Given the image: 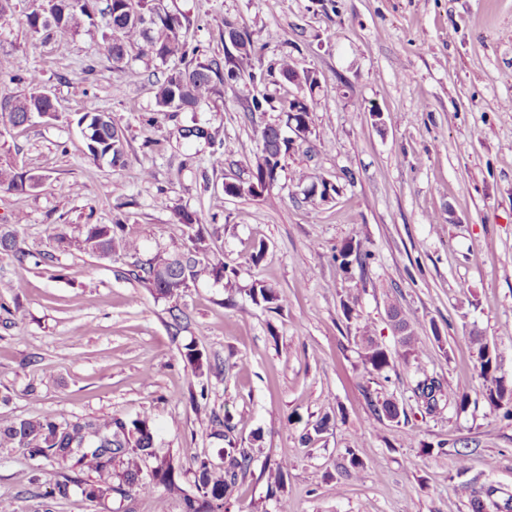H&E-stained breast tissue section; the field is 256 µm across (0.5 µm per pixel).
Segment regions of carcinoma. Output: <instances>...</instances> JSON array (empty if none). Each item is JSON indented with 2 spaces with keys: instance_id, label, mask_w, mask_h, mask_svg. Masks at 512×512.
<instances>
[{
  "instance_id": "carcinoma-1",
  "label": "carcinoma",
  "mask_w": 512,
  "mask_h": 512,
  "mask_svg": "<svg viewBox=\"0 0 512 512\" xmlns=\"http://www.w3.org/2000/svg\"><path fill=\"white\" fill-rule=\"evenodd\" d=\"M99 0H46L52 22L38 20L35 10L26 14V24L35 34L49 35L54 31H69L82 28L90 21L87 33L102 37L108 53L112 56L115 68L121 77L129 82H137L141 74L125 62L128 49L144 42L154 57L165 63L179 59L185 63L182 68L169 70L155 89V104L159 112H184L194 110L201 102L216 92L217 82L237 77L240 70L251 65L255 53L250 36L236 27L226 25L230 43L238 52L237 58L229 68L224 62L212 58L204 61L186 60L189 54L187 44L181 39L183 22L177 16L161 12L149 0H129L132 7L116 8L120 0H105L106 5L97 9ZM100 12L105 19V29L94 28L93 16ZM119 33L120 40L113 38ZM4 67L16 72L26 73L29 93L15 101H0V126L18 127L26 122L27 111L38 112L47 119L57 114L51 111L52 104L42 95L38 75L30 70L20 57L4 63ZM282 77L293 84L318 86L316 77L308 71L302 73L290 60L281 63ZM281 111L286 113V123L309 125L310 106L286 98L281 102ZM78 123L85 124L88 137L86 147L95 160H104L110 166L123 167L127 163V150L124 136L119 132L112 117L98 108L89 105L80 113ZM289 151L288 140L282 137L277 126L268 125L260 133V155L257 158L251 177L246 182H230L224 185L227 196L261 197L257 189H265L273 184L282 169L281 160ZM308 175L298 172V181L305 184V198L325 202L336 187L326 181L307 182ZM39 178L14 170L9 165H0V188L18 194H25L36 188ZM176 221L193 233L180 248L169 251H157L146 263L133 271L134 278L157 298L171 302L169 315L171 325L177 327L183 319L178 305L186 289L201 281L222 284L234 288L237 270L229 266L224 259L213 254L210 249L209 233L204 225L198 223L195 216L183 209H175ZM79 247L100 256L130 255L139 251V240L125 233L122 219L112 224H87ZM11 254L17 262L24 263L28 254L19 246L16 231L0 230V254ZM371 253L363 249L362 242L350 239L343 243L336 253L339 267L347 271L357 265L360 271H366ZM251 302L269 309H279L286 299L276 289L256 282L247 289ZM389 318L395 321L399 331V348L390 351L380 344L368 329H363L361 358L369 372L381 373L397 362L405 365H422L427 358L426 351L419 346L420 334L424 325L405 315L401 309L392 306L388 310ZM476 362L480 375L487 382L485 397L488 403L502 407L503 402H512V386L496 376L498 361L496 351L479 337L473 338ZM183 360L197 377L208 376L224 371L222 362L212 359L193 345L185 346ZM417 402L429 413L436 411L442 397H448V403L463 410L468 403V395L454 389H445L443 383L434 377H425L414 388ZM372 415L381 420H399L402 410L390 399H380L367 395ZM219 429L215 435L227 440V448L222 457L224 464L215 466L207 457H195L189 469L180 466L174 457L161 455L155 448V429L151 414L143 412L134 418L113 416L101 419H78L76 421H58L53 414H45L35 419H21L10 425L0 427V448H24L33 459L55 461L63 467L75 470L88 468L94 476L77 482L82 494L94 501L108 497L113 493L124 495L130 490L152 494L162 487L167 491H179L183 494L184 512H226L229 489L239 477L250 470L253 456L246 448L237 446L229 438L234 426L231 417L226 415L220 420L213 417ZM289 464L286 460L275 463L271 473L273 482L270 493L283 490L288 476ZM192 474L191 491H186L180 482L187 474Z\"/></svg>"
}]
</instances>
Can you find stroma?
Segmentation results:
<instances>
[{
  "label": "stroma",
  "instance_id": "stroma-1",
  "mask_svg": "<svg viewBox=\"0 0 512 512\" xmlns=\"http://www.w3.org/2000/svg\"><path fill=\"white\" fill-rule=\"evenodd\" d=\"M14 4L0 18V60L24 55L59 112L0 128V163L42 179L24 194L0 189V225L16 227L31 255L21 264L0 254V393L9 397L0 426L46 413L73 420L148 410L157 450L187 467L196 456L217 458L224 442L210 418L228 413L254 457L231 489V512H279L283 502L288 512H471L474 478L494 489L487 512H512V419L486 401L472 345L479 335L495 348L497 375L511 385L512 0H160L182 19L199 60L235 56L228 23L262 48L251 71L177 113L155 107L153 85L169 67L146 48L128 56L143 74L130 83L102 40L31 33L26 0ZM285 57L321 82L310 132L264 198L225 195V182L249 178L261 130L286 123L280 103L295 88L279 72ZM256 97L264 111H252ZM89 101L123 131L125 167L89 155L77 125ZM215 151L223 167L211 166ZM300 170L336 184L332 200H306ZM177 207L212 226V247L238 268L242 292L192 286L176 333L168 302L130 271L186 241ZM117 215L140 241L137 256L91 255L50 238L51 225L75 239ZM351 238L373 254L366 272L344 273L333 260ZM260 241L268 251L255 264ZM19 278L26 286L16 294ZM257 280L287 305H254L245 290ZM349 292L357 303L348 320L340 297ZM392 304L425 324V369L468 393L465 410H419L415 367L384 377L364 368L363 328L398 346ZM190 343L223 360V374L196 378L182 357ZM202 385L208 399L198 412L189 397ZM369 390L403 406L406 418L375 420ZM326 414L328 430L302 443ZM423 441L468 447L466 473L453 452L425 453ZM350 448L363 462L352 478ZM280 459L291 468L273 496L263 468ZM31 465L25 449L0 448V500L13 512H183L180 493L91 501L75 487L61 499V467Z\"/></svg>",
  "mask_w": 512,
  "mask_h": 512
}]
</instances>
